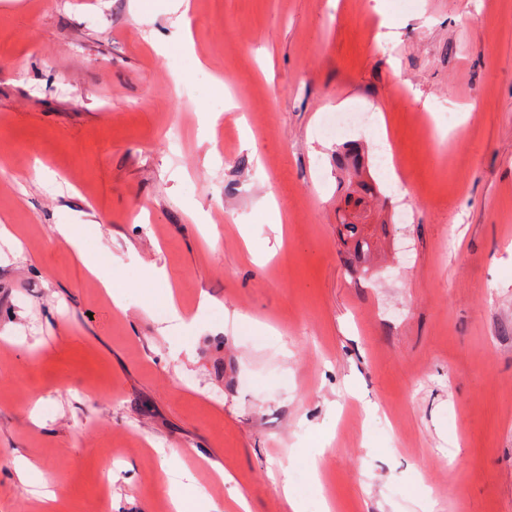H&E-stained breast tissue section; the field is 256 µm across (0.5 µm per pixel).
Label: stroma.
Returning a JSON list of instances; mask_svg holds the SVG:
<instances>
[{
  "instance_id": "stroma-1",
  "label": "stroma",
  "mask_w": 512,
  "mask_h": 512,
  "mask_svg": "<svg viewBox=\"0 0 512 512\" xmlns=\"http://www.w3.org/2000/svg\"><path fill=\"white\" fill-rule=\"evenodd\" d=\"M0 227V512H512V0H0ZM365 122V117L356 112H336L325 119L326 131L336 133V136L362 126ZM159 454L162 457V467L169 476L170 497L175 512H190L187 485L180 481L185 477L180 455L174 451L167 454L165 449L160 450Z\"/></svg>"
}]
</instances>
